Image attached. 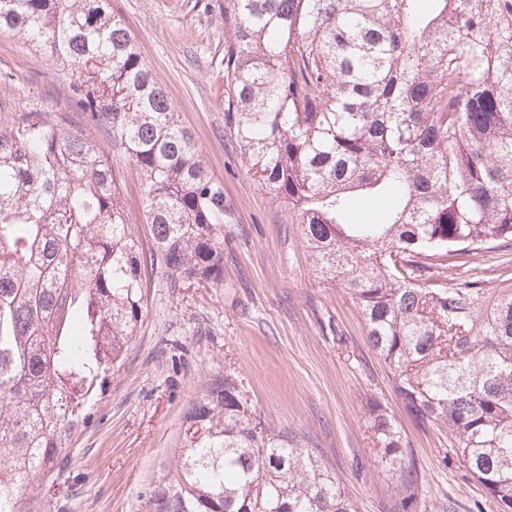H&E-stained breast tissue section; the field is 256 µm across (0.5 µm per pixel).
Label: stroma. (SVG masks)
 <instances>
[{
  "mask_svg": "<svg viewBox=\"0 0 512 512\" xmlns=\"http://www.w3.org/2000/svg\"><path fill=\"white\" fill-rule=\"evenodd\" d=\"M145 64L176 105L233 220L224 276L170 287L155 273L147 310L91 418L34 490L31 512H154L175 473L185 411L210 375L230 370L249 403L304 437L357 512H398L405 493L374 448L364 413L382 406L416 463L412 512H499L450 447L447 430L416 424L367 341L357 306L320 280L288 208L259 187L224 124V0H111ZM69 76L52 57L0 32V123L33 108L67 111ZM132 223L147 233L144 187L113 160ZM485 288L512 284V249L471 261Z\"/></svg>",
  "mask_w": 512,
  "mask_h": 512,
  "instance_id": "stroma-1",
  "label": "stroma"
}]
</instances>
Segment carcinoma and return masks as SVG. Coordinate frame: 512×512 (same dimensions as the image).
Wrapping results in <instances>:
<instances>
[{"instance_id":"1","label":"carcinoma","mask_w":512,"mask_h":512,"mask_svg":"<svg viewBox=\"0 0 512 512\" xmlns=\"http://www.w3.org/2000/svg\"><path fill=\"white\" fill-rule=\"evenodd\" d=\"M422 2L224 0V124L317 274L358 307L407 414L448 428L512 512V285L487 298L457 273L512 246V0ZM0 31L75 76L73 111L0 126V512H24L121 367L149 277L220 279L232 215L109 0H0ZM112 155L144 183L148 246ZM359 196L387 203L379 221H350ZM367 420L409 490L400 431L378 405ZM185 421L159 512H356L234 373L212 376Z\"/></svg>"}]
</instances>
